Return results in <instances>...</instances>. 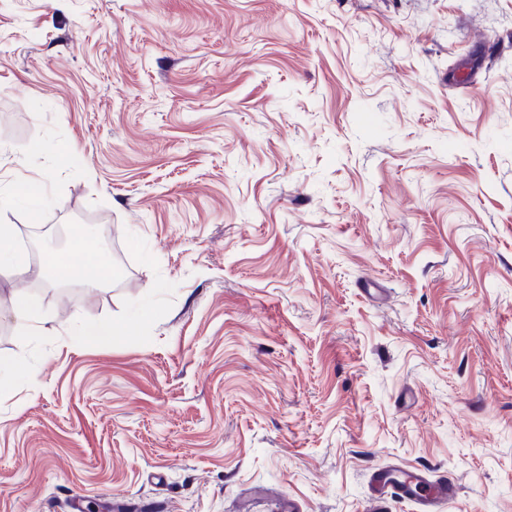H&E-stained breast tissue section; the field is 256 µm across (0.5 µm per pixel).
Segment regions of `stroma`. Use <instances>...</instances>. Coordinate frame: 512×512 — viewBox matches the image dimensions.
I'll return each instance as SVG.
<instances>
[{
  "instance_id": "1",
  "label": "stroma",
  "mask_w": 512,
  "mask_h": 512,
  "mask_svg": "<svg viewBox=\"0 0 512 512\" xmlns=\"http://www.w3.org/2000/svg\"><path fill=\"white\" fill-rule=\"evenodd\" d=\"M19 176L0 512H512V0H0ZM86 229L108 285L33 279ZM46 201L44 185L41 179L24 178L19 182L2 184L0 181V206L16 202L24 203L29 209L37 210ZM11 313L16 336L21 339L34 336L47 318L41 295L25 289L16 290L12 294ZM128 326L116 324L110 320L84 322L72 329L70 336L72 344L98 343L105 344L112 340L121 331H126ZM397 482V483H395ZM426 484L428 489L425 493L416 491V484ZM372 484L375 492L384 494L391 491L403 500L414 501L420 512H439L443 504L453 499L457 494V486L452 480L429 481L416 475L415 482L402 483L395 479V475L387 468H377L372 473Z\"/></svg>"
}]
</instances>
